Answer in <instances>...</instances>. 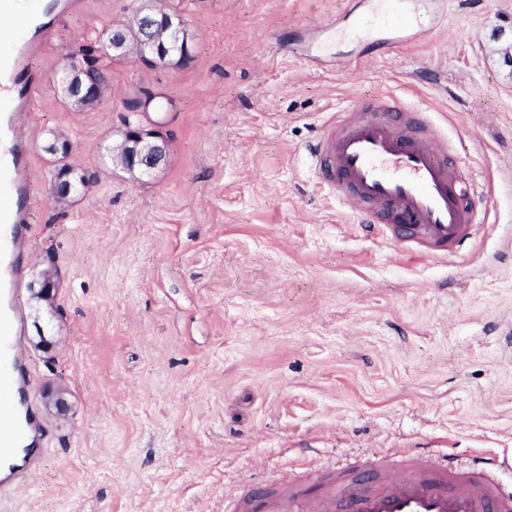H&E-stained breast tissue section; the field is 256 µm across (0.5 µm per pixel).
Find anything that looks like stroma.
Wrapping results in <instances>:
<instances>
[{"label": "stroma", "instance_id": "35a3bbf8", "mask_svg": "<svg viewBox=\"0 0 512 512\" xmlns=\"http://www.w3.org/2000/svg\"><path fill=\"white\" fill-rule=\"evenodd\" d=\"M145 3L82 0L32 61L38 174L14 303L47 435L35 474L0 484V512H242L281 469L315 492L418 448L463 468L498 457L511 494L512 0H425L432 36L327 72L303 57L352 0H163L194 35L190 60L113 61L100 105L65 106L64 58ZM144 89L165 111H127ZM379 96L453 142L480 223L463 255L365 230L311 173L318 128ZM133 122L169 147L139 179L105 162ZM53 133L87 178L63 203ZM44 269L48 305L30 292ZM55 386L63 416L44 407Z\"/></svg>", "mask_w": 512, "mask_h": 512}]
</instances>
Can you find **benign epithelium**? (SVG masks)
Returning <instances> with one entry per match:
<instances>
[{"mask_svg":"<svg viewBox=\"0 0 512 512\" xmlns=\"http://www.w3.org/2000/svg\"><path fill=\"white\" fill-rule=\"evenodd\" d=\"M163 14L161 2H156L150 14L144 21L137 23L143 37L139 43H131L122 34L112 36V45L120 49L126 56L140 57V43H149L159 49H166L169 42V28L159 26L152 22V18ZM59 92L63 99L75 109L95 107L104 97L108 80L93 72V66L85 60L74 56L68 58L67 66L62 70L57 82ZM168 144L162 133L158 130H148L142 127L126 128L123 141L113 147V162L124 169L133 172L139 171L145 175H152L160 170L167 162ZM77 170L70 168L61 174L51 184V196L57 200H65L76 191ZM38 288L34 290V297L46 303L53 300L55 288L54 274L50 270L42 272L37 281ZM66 391L58 388L45 393V407L54 409L62 414L67 411L65 398Z\"/></svg>","mask_w":512,"mask_h":512,"instance_id":"1","label":"benign epithelium"}]
</instances>
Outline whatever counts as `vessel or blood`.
<instances>
[{
  "instance_id": "1",
  "label": "vessel or blood",
  "mask_w": 512,
  "mask_h": 512,
  "mask_svg": "<svg viewBox=\"0 0 512 512\" xmlns=\"http://www.w3.org/2000/svg\"><path fill=\"white\" fill-rule=\"evenodd\" d=\"M72 0L49 5L34 0L33 19L0 34V461L2 481L29 479L40 454L20 453L35 443L42 426L29 400V366L23 352L21 317L13 305L20 277L19 253L28 239V192L34 176L31 142L22 132L39 88L29 60L51 42L55 25L73 9ZM421 31L417 0H377L350 27L364 48L385 49ZM396 102L374 98L366 108L338 113L326 121L310 148L320 184L366 223L384 225L391 240L411 249L457 254L477 223L455 174L448 142L416 112L419 132L396 117ZM512 512L483 468L460 469L424 450L402 470L371 480L338 471L310 495L288 473L248 501L249 512Z\"/></svg>"
}]
</instances>
